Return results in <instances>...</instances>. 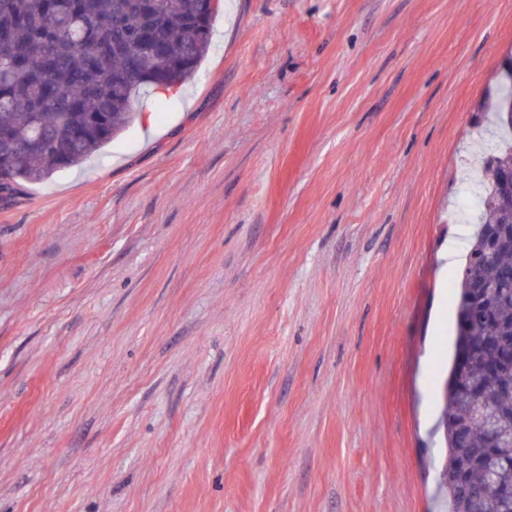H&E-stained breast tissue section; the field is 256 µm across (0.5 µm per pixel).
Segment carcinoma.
Wrapping results in <instances>:
<instances>
[{"mask_svg":"<svg viewBox=\"0 0 512 512\" xmlns=\"http://www.w3.org/2000/svg\"><path fill=\"white\" fill-rule=\"evenodd\" d=\"M209 0H0V201L81 166L136 120L133 102L191 80L211 46ZM149 31L155 51L142 50ZM512 85L494 110L512 126ZM481 222L456 285L467 370L444 386L448 512H512V146L485 160ZM478 254L474 261L471 256Z\"/></svg>","mask_w":512,"mask_h":512,"instance_id":"obj_1","label":"carcinoma"}]
</instances>
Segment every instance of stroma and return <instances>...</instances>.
I'll return each instance as SVG.
<instances>
[{
  "label": "stroma",
  "instance_id": "1",
  "mask_svg": "<svg viewBox=\"0 0 512 512\" xmlns=\"http://www.w3.org/2000/svg\"><path fill=\"white\" fill-rule=\"evenodd\" d=\"M511 59L512 0H224L0 202V512H448L442 257Z\"/></svg>",
  "mask_w": 512,
  "mask_h": 512
}]
</instances>
